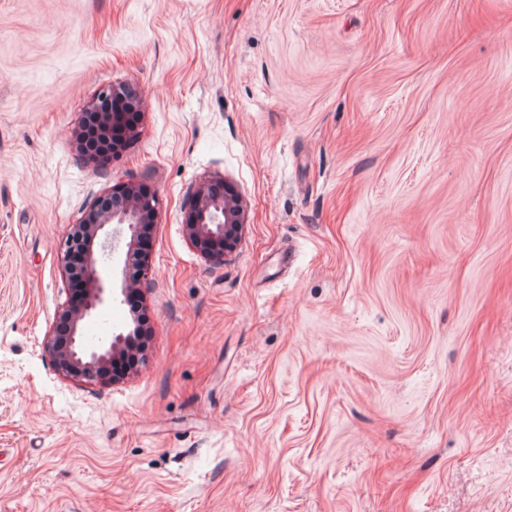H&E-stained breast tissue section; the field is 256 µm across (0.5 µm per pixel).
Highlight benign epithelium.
<instances>
[{
  "label": "benign epithelium",
  "mask_w": 512,
  "mask_h": 512,
  "mask_svg": "<svg viewBox=\"0 0 512 512\" xmlns=\"http://www.w3.org/2000/svg\"><path fill=\"white\" fill-rule=\"evenodd\" d=\"M120 92L121 89L114 86L101 91L84 115H94L98 127L105 134L125 138L129 135L125 113L110 106ZM111 196L122 198V203L117 207H105L98 202L70 227L60 253V267L72 280L75 258H82L79 274L84 295L81 302H69L61 308L56 325L44 342V350L60 376L87 383L112 380L109 372L111 362L130 351L133 336L149 335L148 328L139 323L126 334H116L110 346L103 350H86L80 343L86 319L112 295L125 296L130 290L142 288L149 269L148 253L141 250L140 243L145 233L156 224L157 196L142 192L135 183L125 182L112 185L106 193V197ZM114 224L122 227L128 237L125 260L138 261L140 277L136 281L123 276L116 285L106 281L100 270L97 253L111 244ZM244 224L243 200L230 186L225 187L221 194L213 190L210 182L202 181L186 203L183 232L188 241L210 260L221 259L236 249Z\"/></svg>",
  "instance_id": "7a95c632"
}]
</instances>
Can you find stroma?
<instances>
[{
	"instance_id": "35a3bbf8",
	"label": "stroma",
	"mask_w": 512,
	"mask_h": 512,
	"mask_svg": "<svg viewBox=\"0 0 512 512\" xmlns=\"http://www.w3.org/2000/svg\"><path fill=\"white\" fill-rule=\"evenodd\" d=\"M111 85L138 133L95 165ZM204 180L245 204L220 261ZM119 182L152 334L89 384L43 343ZM0 512H512V0H0ZM81 147L92 154H111L113 151L112 141L103 139L97 134V129L88 124L84 128L81 137ZM245 224V206L230 186L216 193L209 181L200 182L185 207L183 232L188 241L210 260L232 253Z\"/></svg>"
}]
</instances>
